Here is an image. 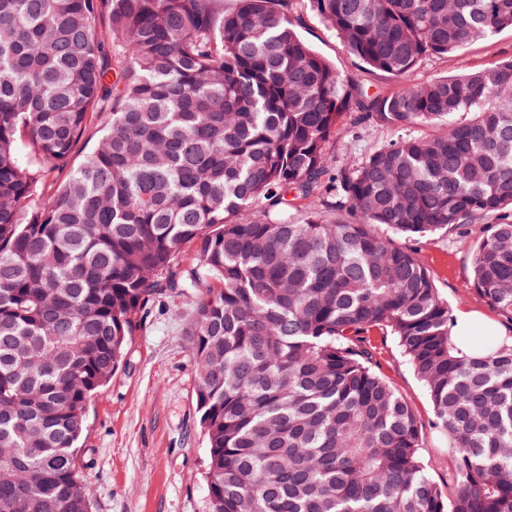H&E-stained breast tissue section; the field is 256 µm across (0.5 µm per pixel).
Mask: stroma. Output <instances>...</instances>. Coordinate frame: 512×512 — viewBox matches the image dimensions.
Returning a JSON list of instances; mask_svg holds the SVG:
<instances>
[{
  "label": "stroma",
  "instance_id": "35a3bbf8",
  "mask_svg": "<svg viewBox=\"0 0 512 512\" xmlns=\"http://www.w3.org/2000/svg\"><path fill=\"white\" fill-rule=\"evenodd\" d=\"M290 18L308 44L349 83L372 94L400 87V79L365 69L315 13L299 7ZM510 55L509 30L449 56L424 58L409 79L458 75ZM401 134L400 128L363 120L354 110L344 114L327 153L335 169H343ZM486 227L482 220L411 240L399 236L395 242L417 250L451 313L476 311L506 329L512 322L501 319L475 292L472 280V245ZM193 308L189 296L156 301L111 383L89 406L81 453L93 512H207V448L196 409L197 365L186 334ZM376 343L377 372L413 408L423 427L421 454L432 465L431 476L443 491H451L457 476L447 464L448 437L433 425L425 387L393 337H378Z\"/></svg>",
  "mask_w": 512,
  "mask_h": 512
}]
</instances>
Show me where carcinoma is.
<instances>
[{"instance_id":"cac0c4a2","label":"carcinoma","mask_w":512,"mask_h":512,"mask_svg":"<svg viewBox=\"0 0 512 512\" xmlns=\"http://www.w3.org/2000/svg\"><path fill=\"white\" fill-rule=\"evenodd\" d=\"M292 2L0 0V512H92L90 399L147 307L185 294L208 512H512V345L460 349L417 253L374 230L494 218L472 279L512 319V57L370 96ZM306 6L399 78L512 31V0ZM355 108L436 132L335 172ZM388 334L448 434L447 495L375 370Z\"/></svg>"}]
</instances>
